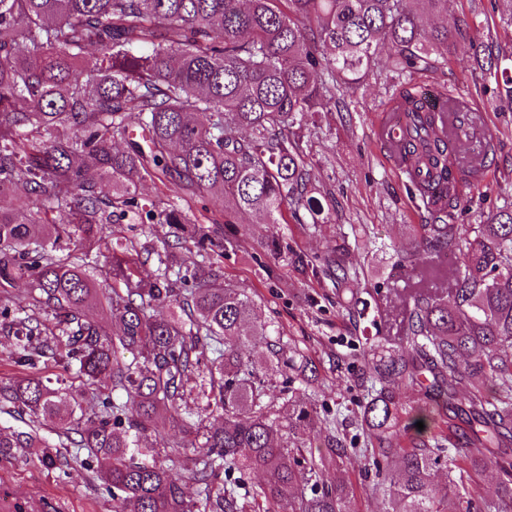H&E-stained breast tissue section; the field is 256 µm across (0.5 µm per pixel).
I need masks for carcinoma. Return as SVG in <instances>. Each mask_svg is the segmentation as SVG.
Returning <instances> with one entry per match:
<instances>
[{
  "mask_svg": "<svg viewBox=\"0 0 512 512\" xmlns=\"http://www.w3.org/2000/svg\"><path fill=\"white\" fill-rule=\"evenodd\" d=\"M447 15L448 0H0V201L10 202L0 205V298L23 280L33 310L51 316L15 318L3 307L0 326L15 336L16 365L46 357L66 373L19 376L0 399L79 436L113 512H348V449L331 439L336 480H325L323 460L301 445L313 411L290 390L288 420H277L252 343L267 327H247L253 302L224 280V236L191 223L184 204L208 197L215 210L201 218L212 224L243 213L255 224L318 223L325 207L309 189L299 132L336 107V90L378 78L382 48L385 71L423 74L469 33L473 57L512 108V68L480 56L479 22L464 18L451 31ZM430 96L416 85L401 95V147L428 172V183L413 185L433 223L419 226L399 261L410 267L424 247L459 256L458 266L448 296L415 292L403 336L411 354L373 365L362 422L376 466L397 461L386 512H512V207L481 224L448 223L471 206L460 184L482 172L454 165L459 145L427 111ZM116 139L126 147L112 148ZM148 178L173 180L175 197L142 202L138 185ZM104 181L112 193L101 191ZM61 211L71 221L51 223ZM117 216L168 225L176 244L191 239L198 260L178 266L166 249L154 274L141 276L112 239ZM94 247L108 253L110 329L88 312ZM334 264L336 285L357 277L346 255ZM203 365L205 410L220 414L217 426L182 413L185 382ZM425 372L423 399L448 407V434L430 444L416 427L424 417L410 416L404 430L416 436L396 448L391 387L417 385ZM68 376L93 390L73 395ZM164 421L182 429L175 447L189 451L190 465L165 442L138 447ZM462 435L467 446L458 448ZM44 447L35 433L0 428V448ZM444 462L442 492L433 474ZM494 463L504 478L484 486ZM252 469L267 481L249 491Z\"/></svg>",
  "mask_w": 512,
  "mask_h": 512,
  "instance_id": "carcinoma-1",
  "label": "carcinoma"
}]
</instances>
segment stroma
I'll return each instance as SVG.
<instances>
[{
  "label": "stroma",
  "instance_id": "35a3bbf8",
  "mask_svg": "<svg viewBox=\"0 0 512 512\" xmlns=\"http://www.w3.org/2000/svg\"><path fill=\"white\" fill-rule=\"evenodd\" d=\"M476 13L483 24L486 50L512 54V0H448L449 26ZM429 88L473 99L497 135L494 155L483 161L484 176L468 193L473 198L459 223L476 224L481 214L512 202V110L501 107L494 82L478 69L467 43L457 42L447 65L420 75ZM407 77L382 74L367 88L344 93V108L322 113L315 130L305 132L303 147L317 196L333 202L332 221L318 231L300 224L265 226L238 216L218 224L225 238L224 277L254 302V319L272 329L270 345L278 366L265 377L268 398L287 390L295 371L288 361L300 354L317 372L301 395L319 422L304 441L309 452H328L335 421L354 445L344 462L354 485L351 512H384L385 502L373 486L379 477L365 450L361 411L367 400L369 363L375 351L397 342L409 313V292L415 284L395 263L394 249L408 243L428 212L411 194L404 176L393 172L375 140L378 113L406 87ZM279 235L285 248L274 256L264 247L266 232ZM346 245L358 271L352 289L336 287L333 268L323 258ZM40 448H0V491L25 512H40L53 502L56 512H112V498L85 459V449L70 444L52 428L37 431Z\"/></svg>",
  "mask_w": 512,
  "mask_h": 512
}]
</instances>
